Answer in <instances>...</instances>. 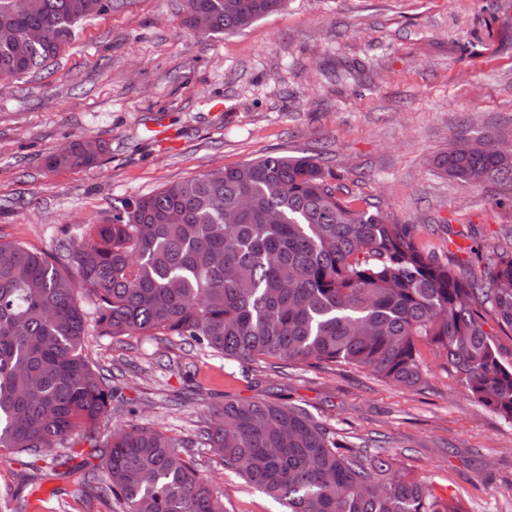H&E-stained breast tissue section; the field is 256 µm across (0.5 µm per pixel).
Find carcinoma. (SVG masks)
Instances as JSON below:
<instances>
[{"instance_id":"obj_1","label":"carcinoma","mask_w":512,"mask_h":512,"mask_svg":"<svg viewBox=\"0 0 512 512\" xmlns=\"http://www.w3.org/2000/svg\"><path fill=\"white\" fill-rule=\"evenodd\" d=\"M285 0H184L203 35L241 30ZM105 0L0 4V76L34 72ZM38 27L45 39L20 43ZM99 141L46 157L97 164ZM480 186L512 182V157L466 142L433 160ZM415 225L360 208L312 156L267 155L121 200L102 224L65 232L59 257L0 241V454L64 448L112 403V373L84 354L92 307L102 336H181L226 361L338 363L406 388L422 383L419 345L446 358L472 399L512 422V365L485 314L512 331V253L481 280L426 255ZM200 444L288 512H466L400 472L370 439L346 441L308 411L265 399L208 411ZM188 443L132 420L95 451L99 494L123 512H226L224 490Z\"/></svg>"}]
</instances>
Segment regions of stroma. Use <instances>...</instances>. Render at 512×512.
<instances>
[{"mask_svg":"<svg viewBox=\"0 0 512 512\" xmlns=\"http://www.w3.org/2000/svg\"><path fill=\"white\" fill-rule=\"evenodd\" d=\"M183 0H112L44 71L0 87V241L57 251L67 227L103 223L113 202L269 154L315 156L358 206L414 224L426 253L485 276L512 252V187L437 174L456 141L512 140V0H286L232 33L203 36ZM76 140L108 150L91 169H48ZM119 398L74 450L105 443L127 405L194 436L227 399L296 404L353 438L384 437L404 470L467 512H512V423L468 396L424 350L420 389L348 367L272 371L135 336L92 334ZM227 512H283L196 445ZM42 512H118L71 465L0 455V501Z\"/></svg>","mask_w":512,"mask_h":512,"instance_id":"1","label":"stroma"}]
</instances>
